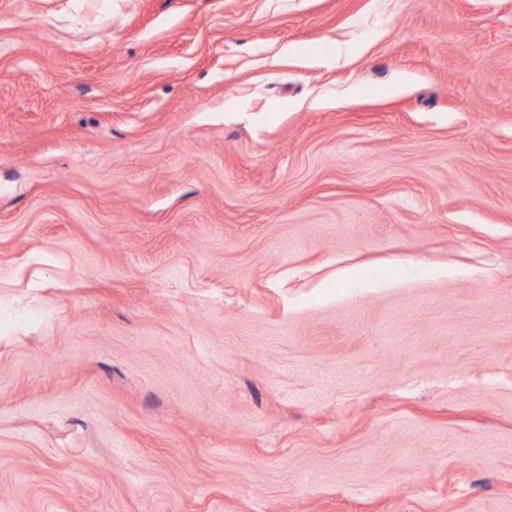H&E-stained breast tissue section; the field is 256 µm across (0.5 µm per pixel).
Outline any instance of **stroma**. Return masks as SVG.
<instances>
[{
  "label": "stroma",
  "instance_id": "stroma-1",
  "mask_svg": "<svg viewBox=\"0 0 512 512\" xmlns=\"http://www.w3.org/2000/svg\"><path fill=\"white\" fill-rule=\"evenodd\" d=\"M0 512H512V0H0Z\"/></svg>",
  "mask_w": 512,
  "mask_h": 512
}]
</instances>
